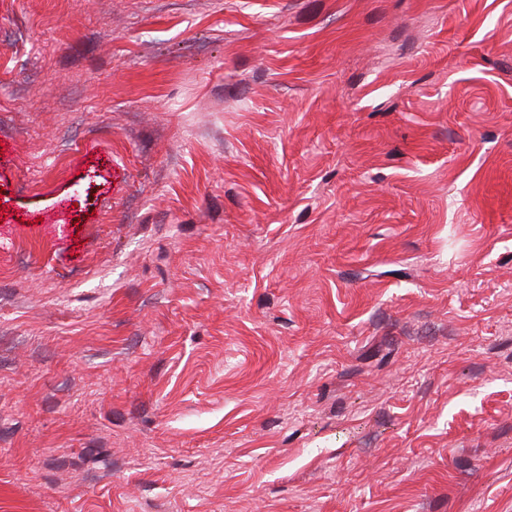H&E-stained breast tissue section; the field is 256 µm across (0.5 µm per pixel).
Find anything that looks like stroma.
Returning <instances> with one entry per match:
<instances>
[{
  "label": "stroma",
  "mask_w": 512,
  "mask_h": 512,
  "mask_svg": "<svg viewBox=\"0 0 512 512\" xmlns=\"http://www.w3.org/2000/svg\"><path fill=\"white\" fill-rule=\"evenodd\" d=\"M0 512H512V0H0Z\"/></svg>",
  "instance_id": "1"
}]
</instances>
